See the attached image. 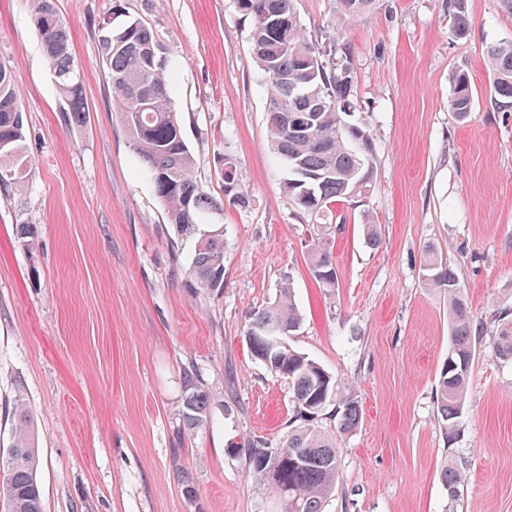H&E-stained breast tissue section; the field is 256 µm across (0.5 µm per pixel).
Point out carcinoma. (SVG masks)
<instances>
[{"mask_svg":"<svg viewBox=\"0 0 512 512\" xmlns=\"http://www.w3.org/2000/svg\"><path fill=\"white\" fill-rule=\"evenodd\" d=\"M375 0H340L343 13L359 16ZM239 11L251 18L252 50L270 88L267 131L273 149L288 168L283 192L302 214L317 215L327 205L365 190L372 173V137L360 126L342 124L341 114L350 110L352 81L347 68L337 62L325 65L319 47L299 24L295 0H236ZM33 24L48 57L58 94L67 105L66 121L82 123L86 107L80 70L69 51L67 26L53 0H33ZM448 11L460 33L470 27L463 0H448ZM100 56L112 88L113 112L125 127L169 223L181 237L198 236L189 267L194 287L204 292L224 288V234L199 233L202 224L215 226L224 213V202L244 206L247 192L241 187L236 166L224 156V199L213 198L199 184L194 160L184 140L176 106L170 96L172 73L164 47L145 23L135 19L117 29L107 28L100 42ZM493 102L512 108V43L487 49ZM448 108L460 120L473 108L470 79L464 72L453 78ZM31 162L25 147L23 112L19 102V78L0 65V181L4 191L22 190L29 179ZM309 266L325 288L336 284L333 253L328 243L310 248ZM426 285L448 297L450 347L435 386V400L442 427L456 431L462 415L480 341L477 325L456 274L442 266L432 249L423 253ZM499 329L494 345L500 358L512 361V307L496 315ZM301 316L290 284L284 283L271 305L253 310L246 335L255 359L292 389V430L277 447L252 437L243 447L228 453L244 454L256 481L270 487L275 497L286 499L288 512H323L326 499L339 479V455L335 442L317 429L320 414L336 406L339 429L348 432L361 419V408L345 394L336 378L318 363L289 346V336L300 328ZM286 329L288 337L275 348L268 346V332ZM210 394L193 384L184 400L183 418L190 428L207 422ZM11 446L0 457V499L9 512H43L37 480V448L31 419L23 404L14 413ZM441 480L450 497L458 495L462 472L444 464Z\"/></svg>","mask_w":512,"mask_h":512,"instance_id":"cac0c4a2","label":"carcinoma"}]
</instances>
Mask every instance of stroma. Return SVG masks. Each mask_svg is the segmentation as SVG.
I'll return each mask as SVG.
<instances>
[{
	"mask_svg": "<svg viewBox=\"0 0 512 512\" xmlns=\"http://www.w3.org/2000/svg\"><path fill=\"white\" fill-rule=\"evenodd\" d=\"M122 4L148 25L174 73L195 174L224 196L232 157L249 195L228 204L224 288H191L195 238L168 224L152 182L112 110L99 62L101 24ZM82 68L88 112L65 120L53 71L32 25V0H0V64L20 80L27 188L0 190V453L16 400L32 417L44 512H276L232 445L286 438L294 408L286 380L246 342L250 311L290 283L303 315L290 339L358 402L340 432V478L324 512H512V363L493 346L497 309L512 305V109L491 100L485 51L512 42L498 0H464L457 35L445 0H375L357 18L339 0H295L310 39L347 45L349 125L374 140L365 192L300 214L281 191L286 169L267 137V88L252 56L251 21L236 0H54ZM474 109L448 108L456 72ZM29 225V240L18 235ZM377 225L371 246L364 225ZM329 243L336 286L307 266ZM459 278L485 335L454 436L437 413L448 358V299L425 285L422 252ZM211 394L207 423L190 430V379ZM463 472L456 500L440 477Z\"/></svg>",
	"mask_w": 512,
	"mask_h": 512,
	"instance_id": "35a3bbf8",
	"label": "stroma"
}]
</instances>
